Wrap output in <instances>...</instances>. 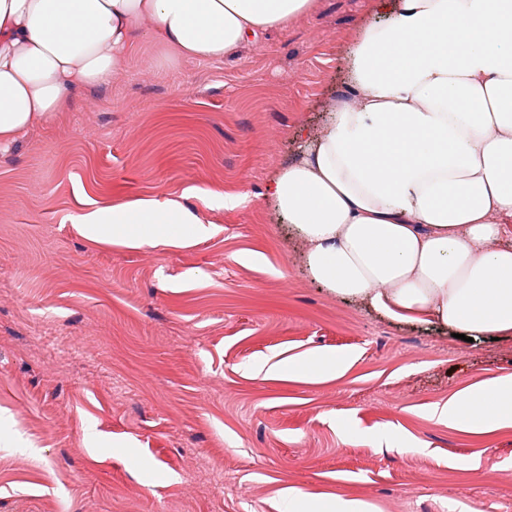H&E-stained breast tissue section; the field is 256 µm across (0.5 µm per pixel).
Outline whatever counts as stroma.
<instances>
[{
	"instance_id": "1",
	"label": "stroma",
	"mask_w": 512,
	"mask_h": 512,
	"mask_svg": "<svg viewBox=\"0 0 512 512\" xmlns=\"http://www.w3.org/2000/svg\"><path fill=\"white\" fill-rule=\"evenodd\" d=\"M385 14L313 0L220 60L144 39L124 74L0 145V512H282L289 486L379 512H512V428L473 436L431 415L512 374V335L467 342L336 299L264 195ZM193 187L212 232L188 247L100 244L74 220ZM310 350L355 361L325 382L252 369Z\"/></svg>"
}]
</instances>
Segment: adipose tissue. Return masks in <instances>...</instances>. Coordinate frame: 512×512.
I'll list each match as a JSON object with an SVG mask.
<instances>
[{
  "mask_svg": "<svg viewBox=\"0 0 512 512\" xmlns=\"http://www.w3.org/2000/svg\"><path fill=\"white\" fill-rule=\"evenodd\" d=\"M312 0H0V143L67 111L76 90L123 73L143 36L183 59H220L287 29ZM348 91L266 196L305 245L309 278L343 301L469 337L512 333V0H397L362 27ZM86 236L131 249L211 234L176 198L77 215ZM349 354L271 356L267 376L321 382ZM468 435L512 427V375L435 405ZM288 512H374L285 488Z\"/></svg>",
  "mask_w": 512,
  "mask_h": 512,
  "instance_id": "obj_1",
  "label": "adipose tissue"
}]
</instances>
